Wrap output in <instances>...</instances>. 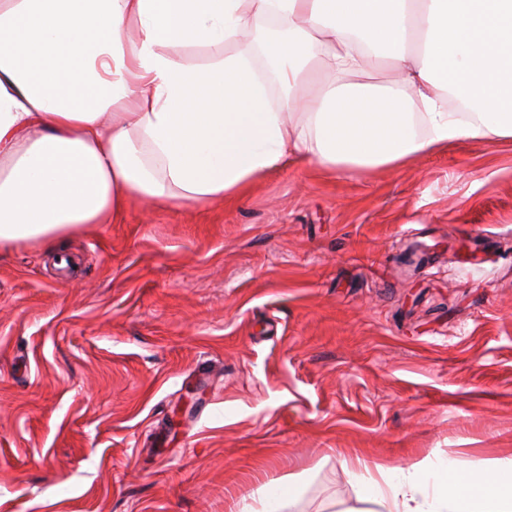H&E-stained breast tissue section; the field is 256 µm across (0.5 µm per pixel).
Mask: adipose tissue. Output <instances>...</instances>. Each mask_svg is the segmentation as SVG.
I'll list each match as a JSON object with an SVG mask.
<instances>
[{
    "label": "adipose tissue",
    "mask_w": 512,
    "mask_h": 512,
    "mask_svg": "<svg viewBox=\"0 0 512 512\" xmlns=\"http://www.w3.org/2000/svg\"><path fill=\"white\" fill-rule=\"evenodd\" d=\"M270 23L277 97L253 57ZM385 61L391 83L360 81ZM201 76L244 94L175 111ZM476 138L512 140V0H0V249L59 245L136 197L221 203L291 163L398 168ZM366 470L346 467L376 512H512V459Z\"/></svg>",
    "instance_id": "ef3b65f1"
}]
</instances>
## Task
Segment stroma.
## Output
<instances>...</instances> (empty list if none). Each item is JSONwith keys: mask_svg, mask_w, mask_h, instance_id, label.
Instances as JSON below:
<instances>
[{"mask_svg": "<svg viewBox=\"0 0 512 512\" xmlns=\"http://www.w3.org/2000/svg\"><path fill=\"white\" fill-rule=\"evenodd\" d=\"M438 455L512 457L511 140L0 249V512H348ZM300 494L297 485H289L281 495H274L268 484H257L252 492V504L245 503L241 512H288Z\"/></svg>", "mask_w": 512, "mask_h": 512, "instance_id": "35a3bbf8", "label": "stroma"}]
</instances>
